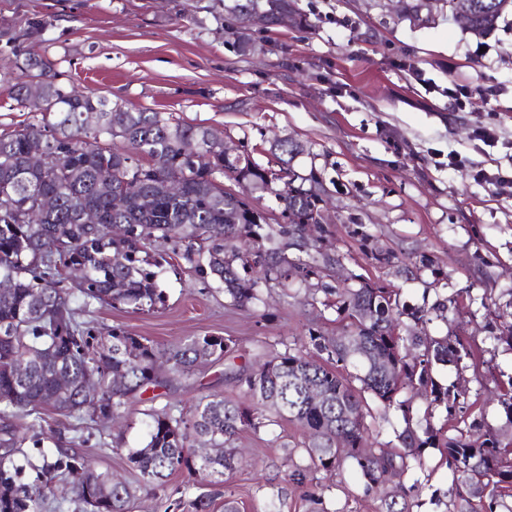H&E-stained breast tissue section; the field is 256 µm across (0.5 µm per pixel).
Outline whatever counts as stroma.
<instances>
[{"instance_id":"obj_1","label":"stroma","mask_w":512,"mask_h":512,"mask_svg":"<svg viewBox=\"0 0 512 512\" xmlns=\"http://www.w3.org/2000/svg\"><path fill=\"white\" fill-rule=\"evenodd\" d=\"M298 23L249 30L254 51L237 53L238 26L224 0H0V30L48 18L40 50L55 61L60 82L133 109L169 112L210 128L233 151L279 170L276 140L302 151L292 161L326 189L323 243L343 256L338 285L350 274L399 289L402 301L432 309L447 303L434 336L462 337L484 351L479 371L443 366L456 382L489 398L512 371V348L495 343L512 319V195L476 180L477 170H512V13L491 31L460 28L442 0H294ZM473 86L465 109L444 90ZM493 127L498 146L477 140ZM463 164L452 167L449 154ZM399 256L429 257L432 268L397 276L361 246L362 234ZM165 302L152 311L93 305L84 320L99 331L120 328L166 346L197 336L233 338L243 361L259 364L280 341L314 328L336 333V310L305 303L303 294L272 290L264 304L232 306L217 283L200 274L182 249L160 246ZM220 360L190 379L170 377L155 402L130 400L115 418L89 423L78 451L98 470L136 484L129 449L145 438V413L172 404L189 409L218 394L242 399ZM295 424L238 442L242 463L224 477L240 512H261L257 482L284 484L285 444L302 441ZM331 512H379L375 498L351 499L347 471L321 475ZM203 488L188 472L166 491L140 492L135 512H165L169 499Z\"/></svg>"}]
</instances>
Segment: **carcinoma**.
I'll use <instances>...</instances> for the list:
<instances>
[{"label": "carcinoma", "mask_w": 512, "mask_h": 512, "mask_svg": "<svg viewBox=\"0 0 512 512\" xmlns=\"http://www.w3.org/2000/svg\"><path fill=\"white\" fill-rule=\"evenodd\" d=\"M453 20L470 32L493 29L512 0H446ZM249 0L235 11L244 30L267 28L294 14L293 0ZM49 22L32 20L1 32L11 46L0 80L11 83L17 105L27 107L35 85L47 103L41 119L0 134V512H46L48 494L65 484L70 500L89 512H133L137 490L98 471L53 430L54 447L41 451L38 465L20 459L9 420L44 407L78 420L107 418L158 385L154 361L164 357L170 374L190 378L204 361L224 359L245 400L215 395L184 411L165 404L147 413L145 441L128 450L130 468L144 486L157 488L178 471H190L211 487L238 468L237 442L281 421L299 426L302 445L287 454L285 482L301 492L306 512H330L329 487L314 477L346 465L369 497L382 494L387 476L420 472L410 490L421 492L437 466L452 484L443 512H512V437L487 432L473 439L465 422L466 391L444 384L439 366L481 356L450 335L427 336L413 326L429 321L427 311L400 301L394 288L350 275L355 288L324 282L342 266V256L320 247L302 248L306 224H321L326 189L315 176H302L281 160L280 174L241 153L231 158L207 127L164 112L131 109L118 101L84 94L57 81L54 62L34 50ZM118 140L102 150L98 143ZM43 164L27 166L33 152ZM148 163H142V160ZM226 175L241 177L283 204L286 224H270L249 202L224 189ZM180 189L171 192L169 179ZM282 187H274L275 182ZM310 186H305V183ZM51 196L55 206L41 207ZM96 212L85 224L79 209ZM162 241L184 247V255L222 286L241 308L260 300L271 283L305 286L336 296V335L316 329L281 341L278 352L258 368L236 366L235 343L221 336L187 339L159 348L120 328L92 335L80 320L92 304L141 310L164 302L158 285ZM373 259L413 274L410 263L389 249ZM81 271L70 280L71 269ZM25 362L26 372L15 366ZM499 403L512 423V375L501 384ZM443 420L435 423L436 413ZM396 417L394 440L366 448L369 422ZM221 449L212 457L192 452L196 442ZM343 447H337L338 441Z\"/></svg>", "instance_id": "1"}]
</instances>
